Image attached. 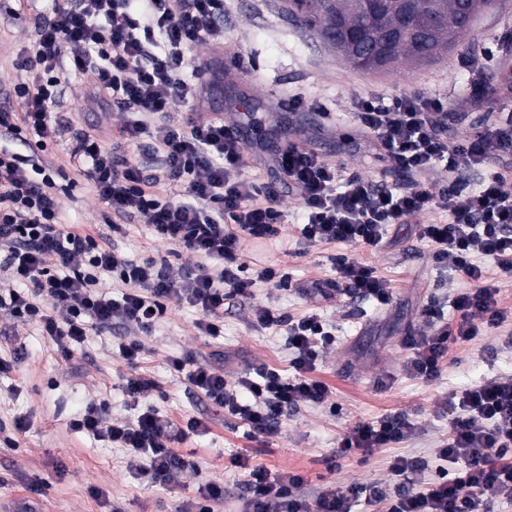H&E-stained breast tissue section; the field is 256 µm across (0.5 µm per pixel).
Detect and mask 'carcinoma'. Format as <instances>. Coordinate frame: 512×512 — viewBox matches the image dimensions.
<instances>
[{
	"label": "carcinoma",
	"instance_id": "cac0c4a2",
	"mask_svg": "<svg viewBox=\"0 0 512 512\" xmlns=\"http://www.w3.org/2000/svg\"><path fill=\"white\" fill-rule=\"evenodd\" d=\"M458 0H413V9L417 16L426 18L432 14L437 22L432 33L418 44L415 34L405 28L397 0H378L372 8L362 12L356 8V0H287L288 14L308 30L324 35L336 28V18L350 32L362 31L368 37L375 38L384 31L396 28L402 31V37L395 46L391 64L376 66L368 61L361 46L347 42L341 55L349 62L373 71L399 69L403 64L418 65L433 62L454 46L460 38L471 34L473 25L459 24L456 21Z\"/></svg>",
	"mask_w": 512,
	"mask_h": 512
}]
</instances>
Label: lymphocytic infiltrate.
<instances>
[{
    "instance_id": "lymphocytic-infiltrate-1",
    "label": "lymphocytic infiltrate",
    "mask_w": 512,
    "mask_h": 512,
    "mask_svg": "<svg viewBox=\"0 0 512 512\" xmlns=\"http://www.w3.org/2000/svg\"><path fill=\"white\" fill-rule=\"evenodd\" d=\"M131 0H55L50 17L39 24V38L21 66L30 81L14 93L24 112L0 109V135L44 143L71 134L70 158L89 180L112 215V231L123 234L126 221L143 219L167 243L193 253L197 264L170 277L153 260L123 257L89 233L64 228L60 189L38 155L0 149V249L13 287L0 295L15 316L36 323L62 357L90 331L122 324L150 331L175 302L194 307L199 335L221 334L226 297L251 298L256 281L278 286L285 278L267 267L250 277L241 255L243 239L274 240L284 224L276 182H256L242 172L246 144L234 127L203 108L204 89L183 77L190 49L224 40V0H142L144 17L130 10ZM68 53L75 73L93 72L86 96L90 106L105 104L126 119L116 134L74 127L65 113L50 107L63 92L60 55ZM194 103L183 122L169 116L176 103ZM360 129L388 152L405 182L340 176L303 143H291L266 155L270 171L289 182L306 215L301 235L308 244L343 243L376 247L388 228L419 220L420 239L435 243V263L466 279L468 289L454 301L455 320L440 303L423 307L414 330L405 336L404 369L415 378H439L451 346L501 327L512 313L501 303V283L512 280V178L492 170L493 162L512 155V113L490 115L472 137L448 140L453 115L448 101L418 91L384 102L370 95L354 100ZM443 169L448 181L434 187L425 172ZM482 175L478 190L466 189L465 174ZM442 210L444 224L421 223V216ZM498 270L490 277L481 259ZM336 278L307 287L316 305L293 316L273 308L255 312V323L285 332L294 352V374L283 377L264 367L227 380L223 366L172 361L189 383L256 435L278 434L290 411L329 401L333 387L315 377L324 350L336 344L334 328L318 310L335 292L390 305L393 291L375 270L347 257L335 261ZM116 275L130 290L115 300L100 290L105 274ZM143 347L128 340L120 356L130 369L124 392L140 402L156 387L139 373ZM448 437L437 448L451 474L422 482L427 467L419 457H394L392 482L326 487L317 495L303 491L305 479L294 472L272 473L237 459L245 493L242 512H351L356 502L377 512H489L492 503L512 504V376L471 383L444 404ZM73 429L134 451V466L152 480H169L191 461L171 448L172 439L201 432L192 418L178 436H170L158 414L146 409L135 420L113 419L104 407L85 410ZM412 425L404 415L380 423H356L337 443L335 458L375 450L405 440Z\"/></svg>"
}]
</instances>
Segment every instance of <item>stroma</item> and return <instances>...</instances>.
Listing matches in <instances>:
<instances>
[{
	"mask_svg": "<svg viewBox=\"0 0 512 512\" xmlns=\"http://www.w3.org/2000/svg\"><path fill=\"white\" fill-rule=\"evenodd\" d=\"M53 0H0V107L25 111L23 99L13 96L15 84L28 81L18 64L22 52L33 50L39 19L50 16ZM512 33V0H492L477 17L474 32L444 59L399 74L368 72L352 66L321 38L303 28L286 11L285 0H231L224 16V45H200L191 51L193 62H206L210 73L200 80L207 88L205 105L222 113L246 141L267 151L276 150L280 134L310 145L342 174L359 173L377 180L391 179L383 150L363 135L354 118L355 97L372 93L398 95L429 91L446 97L456 119L448 136L462 140L474 135L491 112H512V59L486 69L485 55L502 36ZM470 67H463V60ZM485 68V83L494 90L483 101L471 67ZM65 95L59 106L77 127L116 128L122 114L88 108L84 95L91 74L65 73ZM298 93L317 102V109L286 114L278 101ZM68 133L47 143L45 161L70 178L60 198L63 224L74 225L103 240H117L129 259L150 258L171 275L192 266V253L164 243L141 219L113 237L107 213L95 190L69 161ZM282 209L285 228L273 241L244 240L242 256L251 271L267 266L281 269L287 285L260 282L251 299L224 312V332L217 338L198 335V311L169 304L149 333L140 335L143 355L139 367L158 383L140 405L127 400L123 384L129 373L119 355L126 342L124 328L90 333L75 346L70 358L54 351L36 323L0 309V358L11 363L0 375V500L36 496L43 512H178L183 501L196 496L199 483L223 486L224 500L215 512H237L241 479L232 461L237 456L266 466L272 472L303 474L305 493L327 484L350 485L385 481L395 456L428 460L426 478L439 465L435 451L448 435V417L439 410L446 396L475 381L512 374V319L498 330L451 347L441 376L430 383L405 373L406 353L401 341L417 324L428 299L452 308L465 280L441 270L433 261L434 246L417 236L415 224L390 226L385 241L375 248L341 243L306 245L301 237L305 213L293 193H286ZM351 256L373 267L394 294L384 310L367 301L336 296L322 314L336 327L335 349L327 351L317 374L334 387L328 404H305L289 413L278 435L254 436L248 427L213 405L175 371L172 361L190 357L211 361L213 353L226 357L227 377L265 365L282 375L293 373L284 333L255 325L262 307L299 315L310 307L297 284L334 279L335 258ZM108 404L117 420H134L144 408L154 409L171 431L184 429L189 417L201 418L207 430L177 442L176 448L193 461L192 469L170 481L154 483L130 467L126 449L71 429L70 423L89 407ZM405 414L413 426L404 441L368 456L353 455L327 470L326 460L338 438L359 422H374L389 414ZM29 423L26 433L13 428L15 418ZM103 490L102 498L89 487Z\"/></svg>",
	"mask_w": 512,
	"mask_h": 512,
	"instance_id": "obj_1",
	"label": "stroma"
}]
</instances>
